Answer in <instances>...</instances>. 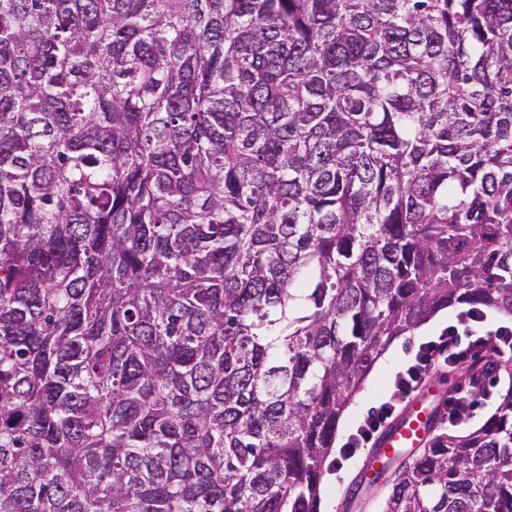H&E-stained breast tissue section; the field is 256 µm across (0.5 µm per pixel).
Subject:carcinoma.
I'll list each match as a JSON object with an SVG mask.
<instances>
[{
    "mask_svg": "<svg viewBox=\"0 0 512 512\" xmlns=\"http://www.w3.org/2000/svg\"><path fill=\"white\" fill-rule=\"evenodd\" d=\"M454 307L512 317V0H0V512H317ZM472 369L383 512H512ZM506 385L507 383L503 379H501L500 382L493 386L492 383L487 382L485 379L478 381L477 385H470L460 388L457 394L448 400V406L445 411V416L447 417L445 420V425L448 426V422L452 423L457 421V411L459 408L466 406L469 411H473L474 406L471 400L472 396L475 394L488 396L491 392V387H493V396L489 401L486 402L484 400H480L479 398H476L475 400L477 408L474 413V417L469 422V425L472 427L482 423L494 411L496 407L497 393ZM477 389L479 390V393H475L477 392Z\"/></svg>",
    "mask_w": 512,
    "mask_h": 512,
    "instance_id": "1",
    "label": "carcinoma"
}]
</instances>
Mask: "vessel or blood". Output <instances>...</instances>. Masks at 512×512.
<instances>
[{
    "instance_id": "obj_1",
    "label": "vessel or blood",
    "mask_w": 512,
    "mask_h": 512,
    "mask_svg": "<svg viewBox=\"0 0 512 512\" xmlns=\"http://www.w3.org/2000/svg\"><path fill=\"white\" fill-rule=\"evenodd\" d=\"M428 415V408L420 406L418 396H411L405 408L376 437L367 453L368 460L377 463L397 449L419 447L425 437Z\"/></svg>"
}]
</instances>
